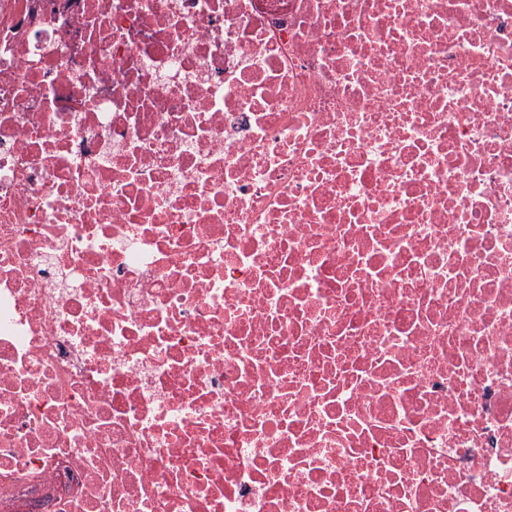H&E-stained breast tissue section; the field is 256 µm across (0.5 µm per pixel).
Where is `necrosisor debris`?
<instances>
[{
  "label": "necrosis or debris",
  "mask_w": 512,
  "mask_h": 512,
  "mask_svg": "<svg viewBox=\"0 0 512 512\" xmlns=\"http://www.w3.org/2000/svg\"><path fill=\"white\" fill-rule=\"evenodd\" d=\"M512 512V0H0V512Z\"/></svg>",
  "instance_id": "4bbe7bcc"
}]
</instances>
